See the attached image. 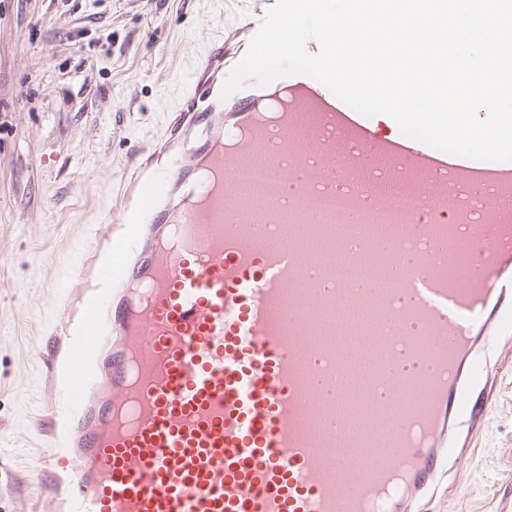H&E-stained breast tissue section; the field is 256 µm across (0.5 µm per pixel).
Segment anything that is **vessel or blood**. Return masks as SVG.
<instances>
[{"mask_svg": "<svg viewBox=\"0 0 512 512\" xmlns=\"http://www.w3.org/2000/svg\"><path fill=\"white\" fill-rule=\"evenodd\" d=\"M227 64L215 35L52 297L37 495L47 512H425L463 480L512 361V162L409 139L304 75L221 100ZM243 156L279 171L255 224ZM324 196L337 212L311 211ZM400 207L406 223L369 221ZM379 235L373 287L337 278ZM405 349L428 368L417 400Z\"/></svg>", "mask_w": 512, "mask_h": 512, "instance_id": "b4317fda", "label": "vessel or blood"}]
</instances>
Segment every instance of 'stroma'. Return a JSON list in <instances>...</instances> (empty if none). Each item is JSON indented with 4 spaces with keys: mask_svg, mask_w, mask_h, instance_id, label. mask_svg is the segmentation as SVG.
I'll return each instance as SVG.
<instances>
[{
    "mask_svg": "<svg viewBox=\"0 0 512 512\" xmlns=\"http://www.w3.org/2000/svg\"><path fill=\"white\" fill-rule=\"evenodd\" d=\"M237 0H0V512L38 482L25 423L39 410L34 347L87 225L127 163L166 128L201 45ZM441 512H512V366Z\"/></svg>",
    "mask_w": 512,
    "mask_h": 512,
    "instance_id": "stroma-1",
    "label": "stroma"
}]
</instances>
